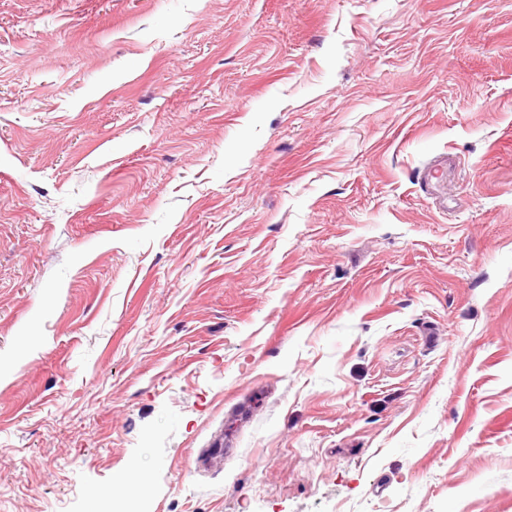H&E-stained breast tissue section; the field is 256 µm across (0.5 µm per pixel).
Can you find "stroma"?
I'll use <instances>...</instances> for the list:
<instances>
[{
	"instance_id": "35a3bbf8",
	"label": "stroma",
	"mask_w": 512,
	"mask_h": 512,
	"mask_svg": "<svg viewBox=\"0 0 512 512\" xmlns=\"http://www.w3.org/2000/svg\"><path fill=\"white\" fill-rule=\"evenodd\" d=\"M0 357V512H512V0H0Z\"/></svg>"
}]
</instances>
